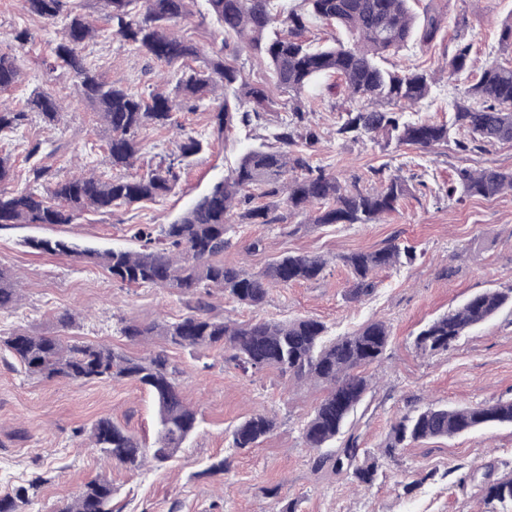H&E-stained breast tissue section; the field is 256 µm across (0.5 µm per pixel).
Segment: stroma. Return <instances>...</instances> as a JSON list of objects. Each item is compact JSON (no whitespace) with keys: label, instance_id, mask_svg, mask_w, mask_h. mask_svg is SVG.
<instances>
[{"label":"stroma","instance_id":"obj_1","mask_svg":"<svg viewBox=\"0 0 512 512\" xmlns=\"http://www.w3.org/2000/svg\"><path fill=\"white\" fill-rule=\"evenodd\" d=\"M415 9L442 15V32L430 45L412 44L389 54L385 65L434 74L431 94L418 112L420 118L440 122L448 119L463 88L462 82L449 80L442 63L461 40L473 45L472 75L502 58L501 23L512 16V0H417ZM190 10L179 22L178 34L204 53L218 49L221 37L203 0ZM21 28L32 35L24 44L13 39ZM58 38L54 28L23 10L21 0H0V49L12 50L22 72L9 101L23 106L37 90L55 98L64 112L58 125L34 116L16 135L0 141V157H10L14 164L16 189L28 185L25 150L35 140L46 142L49 153L43 162L58 178L109 172L102 162L103 125L68 71L52 65ZM86 53L106 80L145 96L167 71L163 63L116 37L91 41ZM243 74L264 84L279 102L264 127L217 137L211 128L213 104L206 100L196 111H179L176 128L139 131L144 150L129 170L133 176L149 172L170 154L180 133L204 140V149L185 165L175 194L118 206L108 214L87 213L72 224L0 228V269L14 276L21 295L17 308L0 311V330L21 328L66 342L109 344L132 357L164 351L182 372L187 402L199 412L196 433L170 464L150 463L138 472L108 464L75 436V429L108 417L140 440L153 441L155 409L147 390L129 379L85 384L42 380L0 359V494L39 477L42 485L19 512H56L84 484L104 475L112 482L116 512H276L282 500L294 503L296 512H490L483 488L512 475V426L410 444L396 458L380 459L379 476L371 486H358L345 473L315 469L313 451L299 438L325 393L322 383L297 382L273 368L246 373L219 349L191 351L156 338L127 340L116 331L119 319L172 321L185 313L184 298L172 288L127 286L75 256L30 247L33 239H65L134 249L136 225L173 221L212 181L237 165L245 148L269 141L291 110L290 96L277 88L270 71L248 63ZM301 102L320 134L308 151L312 165L343 178L359 177L366 190L379 188L371 171L384 166L404 179L408 193L396 212L375 224L315 226L304 215L287 214L275 224L236 225L225 264L256 273L285 254H316L327 259L328 267L319 281L271 288L256 310L213 292L214 315L238 323L255 317H313L334 336L373 319L386 321L390 343L381 362L369 369L373 386L353 420L364 452L376 451L396 419L415 408L432 402L465 407L512 399V312L474 328L447 352L419 354L413 348L416 333L436 316L486 289L512 288V193L460 201L446 195L456 168L512 170V143L459 154L446 147L428 152L412 146L384 149L370 141L338 138L336 129L350 102L334 77L320 79ZM392 242L414 245L416 260L377 271L374 291L349 299L351 275L340 255ZM64 312L77 314V328L60 327L56 317ZM256 413L275 416L277 428L255 448H230L232 428ZM221 458L227 471L205 476L204 468ZM272 488L278 489V497L269 496Z\"/></svg>","mask_w":512,"mask_h":512}]
</instances>
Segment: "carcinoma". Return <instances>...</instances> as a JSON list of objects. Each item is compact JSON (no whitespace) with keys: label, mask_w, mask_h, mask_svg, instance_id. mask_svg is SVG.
<instances>
[{"label":"carcinoma","mask_w":512,"mask_h":512,"mask_svg":"<svg viewBox=\"0 0 512 512\" xmlns=\"http://www.w3.org/2000/svg\"><path fill=\"white\" fill-rule=\"evenodd\" d=\"M107 8L106 32L174 69L175 85L145 97L117 82L103 79L84 55L96 29L75 11L70 0H22L23 9L50 26H61V37L52 48L55 63L66 68L79 84L88 106L106 132L109 165L128 168L142 150L139 129L165 128L175 122L174 111L196 110L204 99L221 91L220 105L212 121L217 135L240 126H259L273 110L267 88L246 80L240 68L227 60L224 50L237 57L245 48L262 59L273 72L279 88L296 98L317 80L335 75L354 106L345 112L336 135L354 141L369 140L384 146H415L422 150L446 144L449 127L466 132L454 140V151L469 153L497 142H512V65L493 61L479 80L453 102L451 125L413 119L406 109L424 101L433 84L432 74L395 71L381 61L410 43L428 44L439 33L443 19L436 15L418 18L412 0H302L299 11L283 7L282 0H205L207 15L217 24L224 40L222 49L202 59L198 67L186 66L199 58V50L178 36L174 26L188 11L189 0H102ZM312 20L335 25L346 39L314 46L302 39ZM286 27V33L274 25ZM471 44L461 42L445 62L448 77L467 70ZM21 68L8 49H0V92L20 83ZM35 112L42 121L56 125L61 107L52 97L33 92L21 110L0 106V137H9L26 125ZM273 138L276 145L248 147L237 166L216 181L170 224H141L134 233L137 251L124 248L81 247L65 240H31L29 245L53 254L76 256L97 266L112 279L128 286L174 288L186 298V313L175 321L140 324L120 319V335L141 341L158 337L167 344L191 350L223 349L243 371L274 368L296 380H315L326 392L300 429L304 447L317 454L315 467L346 472L358 485H370L378 473L377 458L359 465L358 437L351 434L336 441L350 425L351 416L370 390L366 370L379 362L390 342L386 322L371 320L356 331L330 336L326 325L315 318L286 322L254 319L229 323L212 315L209 297L220 291L225 297L251 308L261 307L274 285L318 281L328 264L321 255L288 254L258 273L224 265L223 255L232 243L236 224H273V210L284 207L304 214L316 203L326 205L312 219L317 225L375 224L384 214L397 210L407 192L396 174L386 167L373 170L382 187L365 191L359 178L343 183L322 166H314L304 149L319 141V133L296 104L282 120ZM203 141L186 136L177 151L138 177H102L91 174L63 180L49 179V169L38 161L43 143L27 150L29 181L37 188H8L15 177L9 159L0 157V227L10 224H72L88 211L106 213L114 206L155 200L172 193L182 164L199 153ZM273 199L250 206L255 187ZM512 192V171L496 167L472 170L459 167L448 186V198H493ZM416 259L414 248L390 243L374 251L339 256L351 274V299L369 294L372 274ZM20 301L12 276L0 269V310ZM512 308V288L490 289L468 298L460 307L429 322L414 338L421 354L448 350L475 326ZM8 353L30 376L73 382H111L128 378L144 386L156 410L154 445L146 447L109 418H101L76 434H88L93 447L128 470H139L150 458L157 465L172 462L198 427L196 411L185 402L179 371L162 351L133 358L112 346L33 334L21 329L0 332V352ZM493 424H512V400L478 402L467 407L431 403L403 415L380 448L392 459L407 445L428 439L449 438ZM275 418L258 413L240 421L230 435V447L253 448L273 432ZM42 478L20 487L15 494L0 496V512H16L29 502V490L39 488ZM112 483L104 476L85 484L83 490L58 512H112ZM485 500L512 503V476L488 483Z\"/></svg>","instance_id":"obj_1"}]
</instances>
